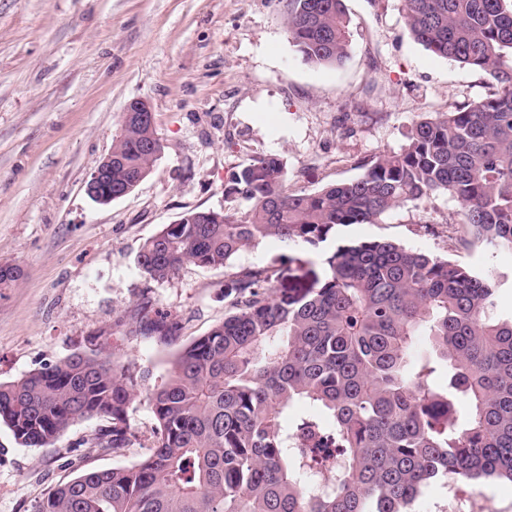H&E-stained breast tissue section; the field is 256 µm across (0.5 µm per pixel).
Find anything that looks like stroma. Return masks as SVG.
Segmentation results:
<instances>
[{
  "label": "stroma",
  "instance_id": "obj_1",
  "mask_svg": "<svg viewBox=\"0 0 512 512\" xmlns=\"http://www.w3.org/2000/svg\"><path fill=\"white\" fill-rule=\"evenodd\" d=\"M345 5L350 57L318 67L289 41L286 0H0V265L22 271L0 288L1 383L91 346L160 381L178 348L223 321L227 271L285 253L267 239L229 269L189 264L156 282L136 256L161 225L224 208L225 180L255 153L281 156L290 187L314 191L399 150L418 115L488 94L487 74L413 39L401 0ZM135 99L149 105L163 155L129 195L95 204L84 183ZM460 210L437 194L340 233L512 276V249L459 246ZM141 306L176 318L172 344L141 330ZM128 425L138 445L116 456L90 446L97 418L49 448L19 446L0 423V512H31L60 482L137 462L156 421L138 402ZM415 512H512V483L441 479Z\"/></svg>",
  "mask_w": 512,
  "mask_h": 512
}]
</instances>
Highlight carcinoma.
I'll list each match as a JSON object with an SVG mask.
<instances>
[{"mask_svg":"<svg viewBox=\"0 0 512 512\" xmlns=\"http://www.w3.org/2000/svg\"><path fill=\"white\" fill-rule=\"evenodd\" d=\"M505 0H402L414 40L490 76L483 98L418 117L397 152L362 174L293 190L274 154L224 184L233 205L190 210L141 246L153 281L186 264L226 268L266 239L334 249L277 287L274 266L224 280V321L182 346L168 376L99 348L0 384V423L25 448H47L73 423L100 418L92 444L132 445L130 406L157 425L129 467L88 470L50 488L32 512H414L446 478L512 482V314L496 313L503 280L378 240L336 236L446 193L461 205L464 246L512 248V8ZM288 36L314 66L350 56L344 0H287ZM129 114L112 142V189L145 179L161 158L155 127ZM141 319L163 342L168 315ZM419 336L429 347L415 350Z\"/></svg>","mask_w":512,"mask_h":512,"instance_id":"cac0c4a2","label":"carcinoma"}]
</instances>
